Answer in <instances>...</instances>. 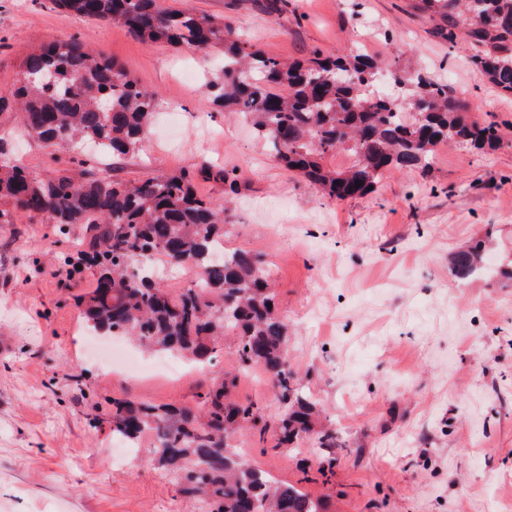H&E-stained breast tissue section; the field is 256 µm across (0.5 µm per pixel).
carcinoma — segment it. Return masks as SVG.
Wrapping results in <instances>:
<instances>
[{
  "label": "carcinoma",
  "instance_id": "carcinoma-1",
  "mask_svg": "<svg viewBox=\"0 0 512 512\" xmlns=\"http://www.w3.org/2000/svg\"><path fill=\"white\" fill-rule=\"evenodd\" d=\"M52 2L65 13L121 22L151 42L223 46L224 68L202 86V98L249 121L286 169L331 200L363 197L393 169L428 167L440 144L495 149L502 143L498 124L469 119L466 103L448 85L417 70L392 72L394 83L406 86L402 95L378 94L377 63L360 52L334 58L315 51L287 64L239 39L230 23L165 0ZM416 9L438 15L448 44L466 43L471 63L512 94V0H417ZM158 107L157 93L76 38L31 49L17 83L0 89V115L19 112L22 133L69 157L55 176L42 179L8 156L1 135L0 198L8 207H0V224L23 212L63 236L84 225L89 238L81 255L100 272L93 290L76 301L93 329L129 336L149 352L200 361L212 358L217 339L230 331L237 335L239 364L258 366L273 380L283 410L272 427L256 405L228 400L225 379L198 395L196 412L112 400V434L133 445L152 435L155 460L198 512H327L322 499L275 481L231 446L234 433L246 427L262 434L274 429L281 448L311 433L321 448L343 444L339 432L319 425L288 366V327L272 306L265 262L244 251L222 261L210 257L232 217L236 175L203 165L127 183L75 150L91 141L104 155L135 152ZM341 152L350 158L347 166L324 164ZM75 167L77 178L70 175ZM200 177L229 183V195L219 202L197 194ZM483 247L479 241L455 255L456 276L483 275ZM159 256L173 266L194 264L205 288L174 294L158 285L141 262Z\"/></svg>",
  "mask_w": 512,
  "mask_h": 512
}]
</instances>
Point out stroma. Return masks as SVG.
Segmentation results:
<instances>
[{
    "mask_svg": "<svg viewBox=\"0 0 512 512\" xmlns=\"http://www.w3.org/2000/svg\"><path fill=\"white\" fill-rule=\"evenodd\" d=\"M167 2L233 22L282 61L358 47L384 69L412 67L512 138V95L412 0ZM74 37L162 102L142 148L110 159L113 178L204 162L236 172L224 246L273 270L290 369L346 439L326 476L324 451L308 437L278 449L272 435L245 430L232 446L328 512H512V141L494 151L438 147L430 169L392 171L374 192L336 202L284 168L241 116L202 99L222 47L204 56L50 0H0V88L16 83L26 48ZM487 232L492 266L458 279L452 257ZM72 252L26 214L0 224V512H189L150 440L143 453L118 455L113 400L191 406L226 375L233 397L272 421L281 412L273 383L239 365L231 334L207 365L146 355V374H109L75 302L97 272L68 270Z\"/></svg>",
    "mask_w": 512,
    "mask_h": 512,
    "instance_id": "1",
    "label": "stroma"
}]
</instances>
